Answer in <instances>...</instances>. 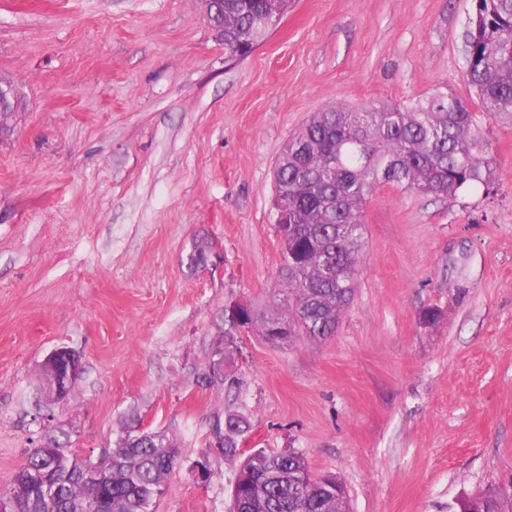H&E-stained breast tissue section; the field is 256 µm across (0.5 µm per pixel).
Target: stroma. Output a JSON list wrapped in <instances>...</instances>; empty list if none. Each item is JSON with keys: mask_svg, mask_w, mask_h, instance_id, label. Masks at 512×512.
<instances>
[{"mask_svg": "<svg viewBox=\"0 0 512 512\" xmlns=\"http://www.w3.org/2000/svg\"><path fill=\"white\" fill-rule=\"evenodd\" d=\"M471 13L291 0L232 60L194 0H0V78L25 100L0 115V492L39 441L97 459L134 423L181 450L154 512H229L239 460L209 442L230 411L251 422L240 452L301 451L352 512H456L512 487V112L481 122L495 194L370 199L335 336L245 333L230 381L210 369L225 305L283 291L272 168L288 138L334 103L440 90L479 111ZM62 345L82 371L60 401L43 363Z\"/></svg>", "mask_w": 512, "mask_h": 512, "instance_id": "stroma-1", "label": "stroma"}]
</instances>
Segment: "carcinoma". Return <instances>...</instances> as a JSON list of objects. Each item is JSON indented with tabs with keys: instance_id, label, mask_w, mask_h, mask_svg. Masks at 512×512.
<instances>
[{
	"instance_id": "carcinoma-1",
	"label": "carcinoma",
	"mask_w": 512,
	"mask_h": 512,
	"mask_svg": "<svg viewBox=\"0 0 512 512\" xmlns=\"http://www.w3.org/2000/svg\"><path fill=\"white\" fill-rule=\"evenodd\" d=\"M290 0H217L224 49L243 58L283 18ZM512 0H474L465 33L466 73L482 114L512 112ZM496 168L475 118L464 103L443 93L361 110L332 104L288 140V164L274 169V189L288 200L293 228L282 238V299L270 313L254 312L246 330L276 343L274 330L324 340L336 332L354 297L363 237V209L376 191L396 185L419 194L455 199L480 186L488 194ZM246 419L229 413L212 433L224 435V455L234 457ZM180 457L162 431L129 434L97 461L98 479L83 478L86 456L53 440L29 452L9 492L20 512H153L152 505ZM296 450L251 449L238 465L233 512H349L334 475L310 478ZM458 512H512V492L464 497Z\"/></svg>"
}]
</instances>
